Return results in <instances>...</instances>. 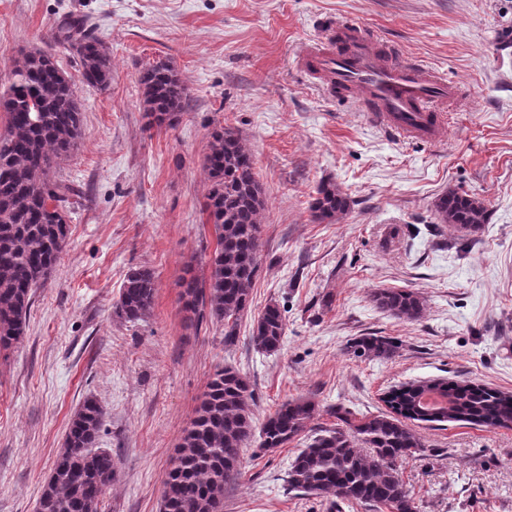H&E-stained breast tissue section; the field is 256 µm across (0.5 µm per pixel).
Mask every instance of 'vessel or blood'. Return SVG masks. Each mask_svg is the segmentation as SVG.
Masks as SVG:
<instances>
[{"label": "vessel or blood", "instance_id": "vessel-or-blood-1", "mask_svg": "<svg viewBox=\"0 0 512 512\" xmlns=\"http://www.w3.org/2000/svg\"><path fill=\"white\" fill-rule=\"evenodd\" d=\"M300 61L326 95L352 97L371 122L392 135L444 141L445 108L456 99V86L419 62L383 61L359 26L328 21L322 36L305 43Z\"/></svg>", "mask_w": 512, "mask_h": 512}]
</instances>
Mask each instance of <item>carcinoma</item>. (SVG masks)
<instances>
[{
	"label": "carcinoma",
	"mask_w": 512,
	"mask_h": 512,
	"mask_svg": "<svg viewBox=\"0 0 512 512\" xmlns=\"http://www.w3.org/2000/svg\"><path fill=\"white\" fill-rule=\"evenodd\" d=\"M55 42L77 55L84 80L106 86L112 63L101 40L76 21L63 25ZM53 53L41 49L21 54L13 80L0 92V109L8 115L0 135V354L21 343L33 304L34 290L45 285L67 244L68 213L75 196L51 172L70 156L81 137L80 107L74 84L59 78ZM144 94L146 127L175 126L188 89L167 62L139 72ZM204 169L210 185L205 210L212 221L216 248L200 277L186 264L180 294L188 319L224 323V343L234 342L238 322L247 309L260 267L262 185L252 155L232 127L211 133ZM348 196L332 181L321 183L311 203L317 221L332 222L346 213ZM439 223L476 233L488 223L484 202L450 189L438 198ZM157 279L148 268L131 269L123 282L116 314L136 324L150 314ZM376 306L399 319L420 316L417 294L379 289ZM286 329L280 306L265 307L253 326L251 342L266 354L278 351ZM357 357L390 359L398 345L385 336H364L350 343ZM436 392L443 404L425 408L422 397ZM253 389L237 369L224 366L211 376L195 416L175 450L160 501V512H224V485L238 475L241 450L254 436L264 450L285 448L294 441L305 446L289 464L285 489L296 495L331 498L341 505L372 512H415L413 499L398 462L425 448L409 425L421 422H468L492 427L512 426V394L465 381L428 380L402 385L388 394L390 413L358 414L339 407L336 425L311 427L316 409L308 400L282 404L256 428ZM104 410L92 397L84 399L69 424L64 448L42 487L37 512H104L102 503L116 478L112 454L97 447Z\"/></svg>",
	"instance_id": "cac0c4a2"
}]
</instances>
